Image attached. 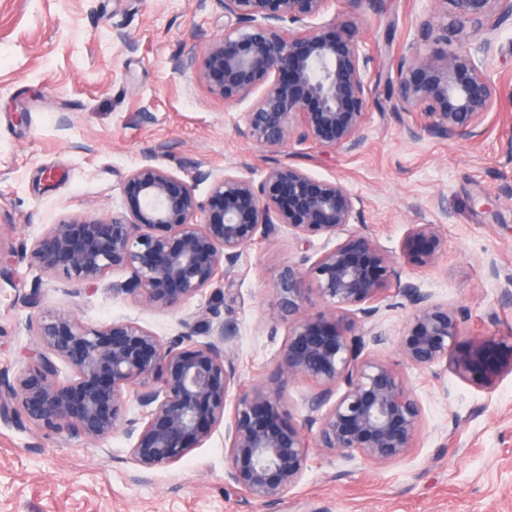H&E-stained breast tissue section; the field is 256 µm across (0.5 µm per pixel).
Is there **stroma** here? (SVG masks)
Segmentation results:
<instances>
[{
    "mask_svg": "<svg viewBox=\"0 0 512 512\" xmlns=\"http://www.w3.org/2000/svg\"><path fill=\"white\" fill-rule=\"evenodd\" d=\"M435 15L433 0H378L352 16L328 0L322 22H351L371 56L366 140L336 154L294 141L278 159L360 197L358 228L384 253L400 255L412 225H437L443 251L429 266L402 258V280L457 312L464 336L507 339L512 305L488 264L512 269V19L497 29L489 75L501 96L485 133L413 139L392 108L387 63ZM223 33L215 0H0V369L21 367L46 309L92 328L131 319L167 339L210 308L235 334L243 386L274 379L288 327L272 317L273 283L302 257L287 228L243 250L233 287L205 289L174 312L113 291L121 271L88 291L29 269L33 241L53 225L121 210V180L145 161L195 180L203 200L210 184L201 173L262 178L276 158L239 133L250 101L224 103L201 75L206 42ZM177 57L184 69H174ZM408 317L389 292L378 326L390 341L377 355L397 367L423 412L406 460L372 465L314 449L301 481L265 506L225 482L220 428L143 478L123 435L66 441L0 421V512H512V373L487 392L453 372L437 378L409 365L397 348Z\"/></svg>",
    "mask_w": 512,
    "mask_h": 512,
    "instance_id": "stroma-1",
    "label": "stroma"
}]
</instances>
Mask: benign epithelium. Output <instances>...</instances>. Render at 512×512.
<instances>
[{
  "mask_svg": "<svg viewBox=\"0 0 512 512\" xmlns=\"http://www.w3.org/2000/svg\"><path fill=\"white\" fill-rule=\"evenodd\" d=\"M224 37L208 41L202 71L211 92L237 103L261 91L239 134L270 153L292 140L351 152L365 139L373 90L370 62L359 42L318 23L328 0H217ZM417 41L438 51L410 49L389 63L395 111L410 118L412 138H474L493 111L498 88L488 76L496 21L512 18V0H434ZM456 43L453 49L446 48ZM123 210L64 220L34 240L30 267L72 286L95 288L109 271L127 274L113 290L159 310L176 311L227 280L242 251L288 227L304 249L311 238H336L315 259L280 269L275 320L288 325L276 381L239 390L233 336L207 309L181 321L168 341L134 320L98 329L70 314L41 313L36 348L25 366L0 372V420L25 419L64 438L99 442L118 432L132 440L130 460L142 473L175 463L224 425V477L247 498L273 504L302 478L309 451L385 464L408 457L422 409L399 370L374 355L385 343L377 326L398 261L374 239L350 228L361 200L340 181L317 179L285 162L260 181L226 171L213 177L208 201L188 182L152 161L123 182ZM444 246L434 224L414 225L408 259L425 266ZM411 308L397 347L405 361L438 375L448 369L492 390L512 357H497L493 336H472L456 351L462 323L447 305L413 284L398 289ZM324 303L308 312L311 296ZM205 333V340L193 336ZM72 373L60 378L59 364ZM313 383L308 414L282 417L280 383ZM233 414L224 417L230 395ZM142 410L128 417V404Z\"/></svg>",
  "mask_w": 512,
  "mask_h": 512,
  "instance_id": "obj_1",
  "label": "benign epithelium"
}]
</instances>
